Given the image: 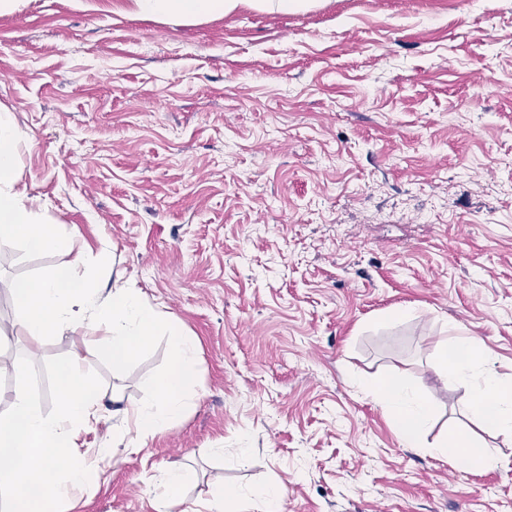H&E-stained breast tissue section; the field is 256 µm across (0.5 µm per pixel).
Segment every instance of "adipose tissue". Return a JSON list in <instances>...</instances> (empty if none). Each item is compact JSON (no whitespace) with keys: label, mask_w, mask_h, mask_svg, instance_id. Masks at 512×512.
Segmentation results:
<instances>
[{"label":"adipose tissue","mask_w":512,"mask_h":512,"mask_svg":"<svg viewBox=\"0 0 512 512\" xmlns=\"http://www.w3.org/2000/svg\"><path fill=\"white\" fill-rule=\"evenodd\" d=\"M140 15L177 17L194 23L234 10L239 0H131ZM20 136L14 116L0 109V238L19 237L33 252L69 253L71 236L55 225L42 222L32 205L16 192L12 181ZM14 304L30 323L35 336H63L79 331L112 353V363L122 366L135 357L153 336H166L170 366L154 384L153 400L133 407L123 406L119 392H112L113 404L123 417L120 435L127 449L140 451L157 433L170 427L184 413L188 388L198 369L197 348L180 325L152 306L138 291L124 285L102 293L87 281L65 269L37 279L9 282ZM452 343L464 351L463 359L441 361L437 372L443 379L464 385L469 391L466 413L481 428L512 438V383L501 378L492 357L475 337L458 335ZM367 395L397 421L400 442L409 448L427 447L436 457L464 460L468 468L492 470L502 464L499 456L476 441L448 431L438 442L424 445L422 435L430 422L428 394L393 382L364 384Z\"/></svg>","instance_id":"adipose-tissue-1"}]
</instances>
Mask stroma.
<instances>
[{
	"mask_svg": "<svg viewBox=\"0 0 512 512\" xmlns=\"http://www.w3.org/2000/svg\"><path fill=\"white\" fill-rule=\"evenodd\" d=\"M0 107L16 189L74 243L0 240V412L19 357L74 348L33 341L4 282L118 279L197 343L190 402L147 448L113 442L108 405L78 432L114 453L70 512H156L178 465L170 512L271 483L282 512H512V446L435 370L461 330L512 381V0H241L195 24L22 0L0 14ZM81 354L130 407L169 366L163 336L119 368ZM357 377L431 392L426 441L475 432L505 464L404 447ZM188 477L187 471L182 467H177L166 471L159 482L161 494L157 497V511H168L169 504L179 500L183 494V489Z\"/></svg>",
	"mask_w": 512,
	"mask_h": 512,
	"instance_id": "obj_1",
	"label": "stroma"
}]
</instances>
